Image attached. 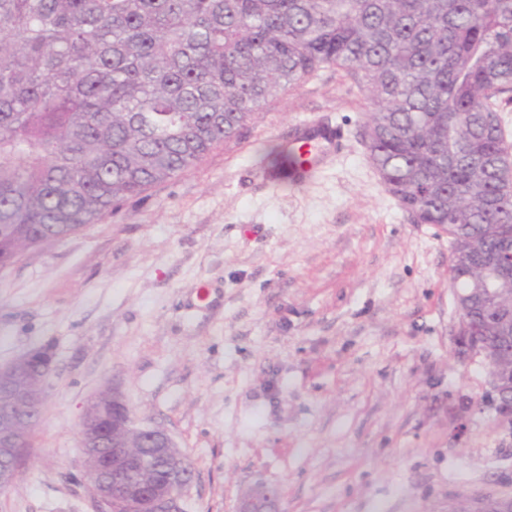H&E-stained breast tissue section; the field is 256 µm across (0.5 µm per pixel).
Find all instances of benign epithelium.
I'll return each mask as SVG.
<instances>
[{"instance_id":"7a95c632","label":"benign epithelium","mask_w":512,"mask_h":512,"mask_svg":"<svg viewBox=\"0 0 512 512\" xmlns=\"http://www.w3.org/2000/svg\"><path fill=\"white\" fill-rule=\"evenodd\" d=\"M512 262V252L480 254L470 278L472 287L456 296L458 326L456 340L462 349L478 358L489 372V395L503 404H512V353L478 341V332L491 331L499 339L512 338V308L503 305V289L498 287L499 270ZM46 353L35 347L18 358L0 364V396L8 402L0 405V489L12 486L21 474L28 449L23 446L21 409L41 405L46 398L49 378L38 388L32 386L29 363ZM126 405L118 388L95 395L86 407L80 424V480L95 486V512H118L124 506L144 503L155 512H180L181 498L194 479V468L174 442L160 428L138 423L130 409H125L122 426L132 430L141 443L154 448L152 464L147 465L137 452L112 443V451L101 452V433L97 416L108 404ZM279 489L272 485H255L240 501L237 512H277ZM494 512H512V496L479 499L476 512H483L487 502Z\"/></svg>"}]
</instances>
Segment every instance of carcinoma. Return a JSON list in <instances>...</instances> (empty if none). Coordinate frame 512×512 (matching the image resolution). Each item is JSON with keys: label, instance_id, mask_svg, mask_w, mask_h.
Returning <instances> with one entry per match:
<instances>
[{"label": "carcinoma", "instance_id": "carcinoma-1", "mask_svg": "<svg viewBox=\"0 0 512 512\" xmlns=\"http://www.w3.org/2000/svg\"><path fill=\"white\" fill-rule=\"evenodd\" d=\"M326 67L364 91L372 165L448 234L465 292L472 254L512 246V0H0V268L196 166ZM100 428L105 448L133 437Z\"/></svg>", "mask_w": 512, "mask_h": 512}]
</instances>
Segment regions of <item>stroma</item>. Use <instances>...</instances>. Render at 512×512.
I'll return each instance as SVG.
<instances>
[{
	"mask_svg": "<svg viewBox=\"0 0 512 512\" xmlns=\"http://www.w3.org/2000/svg\"><path fill=\"white\" fill-rule=\"evenodd\" d=\"M366 110L320 69L196 167L0 270V363L48 345L56 366L0 512H94L78 427L112 386L193 462L185 512H236L259 482L281 512L512 495V415L456 342L448 237L386 192ZM313 117L343 128L342 152L313 186L268 184L266 150Z\"/></svg>",
	"mask_w": 512,
	"mask_h": 512,
	"instance_id": "obj_1",
	"label": "stroma"
}]
</instances>
